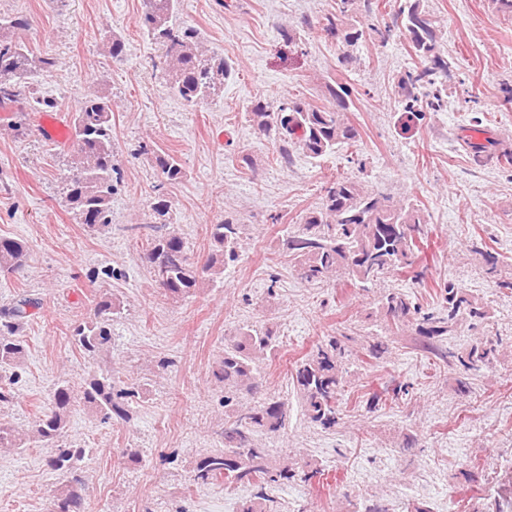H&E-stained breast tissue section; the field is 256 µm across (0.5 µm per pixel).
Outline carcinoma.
Wrapping results in <instances>:
<instances>
[{
  "instance_id": "1",
  "label": "carcinoma",
  "mask_w": 512,
  "mask_h": 512,
  "mask_svg": "<svg viewBox=\"0 0 512 512\" xmlns=\"http://www.w3.org/2000/svg\"><path fill=\"white\" fill-rule=\"evenodd\" d=\"M181 0H142L140 26L153 43L162 49V64L171 91L191 105L207 101L217 83L228 73L224 59L207 54L192 26L175 22ZM360 0H338L336 14L327 17L328 29L352 47L363 35L364 21L358 18ZM399 16L404 35L410 40L421 68L407 71L397 80L406 100L407 118H418L423 108L436 110L448 86L439 77L448 75L431 15L421 9V0H404ZM29 22L22 16L0 15V107L26 104L32 112H46L56 107L53 100L39 95L30 82L37 72L55 66L50 57L39 56L20 36ZM336 106L315 107L299 99H289L277 108L258 103L251 110L259 130L313 158L332 152L336 146L356 141L357 130L344 111L348 108L349 88L339 84L329 88ZM70 141L74 158L69 173L61 177L70 203L77 209L80 223L98 231L112 223L111 198L113 175L112 101L92 93L84 97L70 123ZM162 184H175L184 176L180 162L166 153L155 154ZM152 210L172 223V203L157 196ZM426 220L415 205L397 203L391 196L367 189L347 176L324 182L320 206L309 211L299 229L287 236L283 245L300 278L317 284L336 275L342 285L363 287L392 273L412 268L421 254L420 244ZM242 225L233 219L210 225L215 254L203 267L187 255L183 240L170 234L154 243L145 253L153 275L163 290L173 297L184 296L205 280H214L224 272V264L238 259ZM24 241L0 237V273H17L25 265ZM443 310L423 313L407 295L389 292L382 296L386 315L395 321L415 319L426 345L434 348L467 318L485 320L489 312L453 283L444 288ZM34 306L21 299L7 309H0V368H13L25 355L19 339L27 308ZM121 314L112 298L102 296L96 303L94 319L76 326L73 338L77 347L93 358L106 359L112 340V321ZM277 340L270 327L241 328L232 344L224 347L216 377L224 383V406L242 395L260 392L262 379L255 365L259 356L272 349ZM496 346L489 339L473 344L459 364L464 370H477L493 364ZM344 341L333 337L316 349L295 368V382L310 422L331 430L341 420L337 401L346 383L342 359ZM133 392L120 385L112 366L104 365L78 384L61 379L51 394L48 411L41 414L29 433H21L0 424V448L21 450L30 442L49 449L50 470L67 477L61 494L54 496L52 512H79L86 480L82 462L86 449L72 445L67 438L68 417L74 403L96 410L104 423L112 419L129 421V398ZM286 410L281 401H262L243 410H232V419L220 432L224 447L206 452L192 470L191 481L197 487L222 481L228 485L248 483L256 496L246 502L243 512H267L266 487L284 485L300 471L284 465L272 468L267 463L268 449L256 444L260 433L276 435L285 428Z\"/></svg>"
}]
</instances>
